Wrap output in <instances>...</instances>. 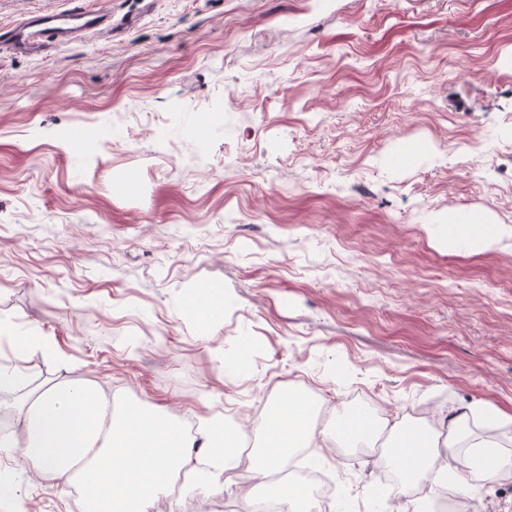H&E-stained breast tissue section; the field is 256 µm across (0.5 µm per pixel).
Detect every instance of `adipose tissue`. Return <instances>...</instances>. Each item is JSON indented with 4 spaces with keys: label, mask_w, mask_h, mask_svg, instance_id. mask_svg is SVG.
<instances>
[{
    "label": "adipose tissue",
    "mask_w": 512,
    "mask_h": 512,
    "mask_svg": "<svg viewBox=\"0 0 512 512\" xmlns=\"http://www.w3.org/2000/svg\"><path fill=\"white\" fill-rule=\"evenodd\" d=\"M313 411L298 391L275 399L264 419L265 441L251 470L268 476L279 470L299 448L315 446L309 424ZM471 408L433 416L422 432L394 421L395 442L383 456L398 476L397 512H409L424 487L437 484L435 464L448 456L453 465L458 498L453 512H477L471 502L473 482L493 483L512 470L496 443L465 436ZM241 435L223 422L190 436L167 415L140 403L118 404L98 390L70 380L51 385L25 402L21 428L10 442L0 443V455L24 451L37 475L49 481L79 482L85 512H157L170 474L198 457L220 472L240 460ZM479 449V457L461 455V448Z\"/></svg>",
    "instance_id": "adipose-tissue-1"
}]
</instances>
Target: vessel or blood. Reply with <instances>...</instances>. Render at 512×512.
<instances>
[{"label":"vessel or blood","mask_w":512,"mask_h":512,"mask_svg":"<svg viewBox=\"0 0 512 512\" xmlns=\"http://www.w3.org/2000/svg\"><path fill=\"white\" fill-rule=\"evenodd\" d=\"M112 16L104 9L74 7L30 15L13 26L6 39L17 49L33 50L51 45H66L88 34L108 31Z\"/></svg>","instance_id":"1"}]
</instances>
